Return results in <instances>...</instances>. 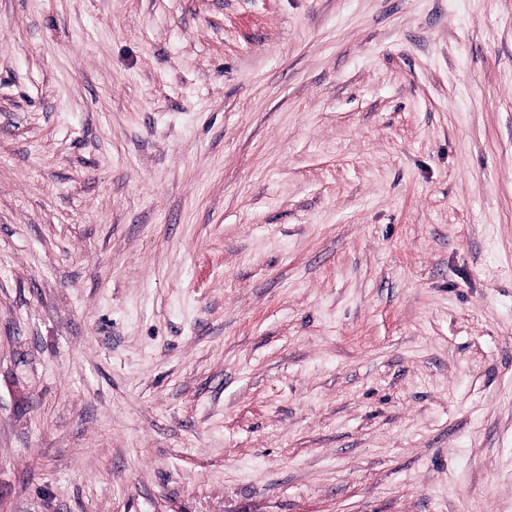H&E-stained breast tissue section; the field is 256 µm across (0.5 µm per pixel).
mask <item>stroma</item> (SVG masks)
Listing matches in <instances>:
<instances>
[{
    "mask_svg": "<svg viewBox=\"0 0 512 512\" xmlns=\"http://www.w3.org/2000/svg\"><path fill=\"white\" fill-rule=\"evenodd\" d=\"M0 512H512V0H0Z\"/></svg>",
    "mask_w": 512,
    "mask_h": 512,
    "instance_id": "35a3bbf8",
    "label": "stroma"
}]
</instances>
